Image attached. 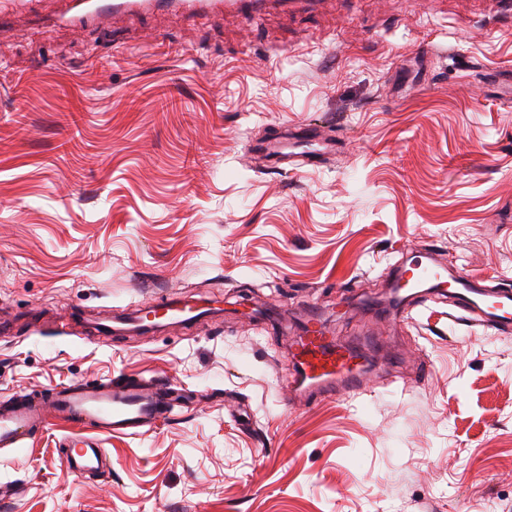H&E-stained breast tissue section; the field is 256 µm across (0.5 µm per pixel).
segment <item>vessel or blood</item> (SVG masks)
I'll return each instance as SVG.
<instances>
[{
    "label": "vessel or blood",
    "mask_w": 512,
    "mask_h": 512,
    "mask_svg": "<svg viewBox=\"0 0 512 512\" xmlns=\"http://www.w3.org/2000/svg\"><path fill=\"white\" fill-rule=\"evenodd\" d=\"M58 24L76 29L107 30L116 18L154 12L217 15L242 12L259 15L288 8L301 0H62ZM398 281L409 286L429 283L447 291L457 317L474 318L482 326L512 332V286L481 284L465 271L421 260L397 267ZM166 319L185 321L205 313L196 302L169 301L158 306ZM293 366L298 387L309 394L362 391L371 373L359 346L335 342L321 319L308 314L304 330L293 344ZM168 387L158 383L85 382L54 390L41 399L22 394L0 396V447L15 448L56 416L75 427L65 440L62 463L79 479L103 465L98 438L102 435L141 436L170 411Z\"/></svg>",
    "instance_id": "vessel-or-blood-1"
}]
</instances>
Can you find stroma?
Wrapping results in <instances>:
<instances>
[{
  "label": "stroma",
  "instance_id": "1",
  "mask_svg": "<svg viewBox=\"0 0 512 512\" xmlns=\"http://www.w3.org/2000/svg\"><path fill=\"white\" fill-rule=\"evenodd\" d=\"M59 8L16 0L0 29V394L161 377L188 401L144 436H101L112 471L85 479L60 460L73 425L49 419L0 449V512H512V334L442 304L374 331L358 301L425 247L512 284V19L496 0L81 34L45 29ZM300 125L335 152L298 169L254 155ZM159 295L222 312L94 330ZM312 304L389 355L363 393H289Z\"/></svg>",
  "mask_w": 512,
  "mask_h": 512
}]
</instances>
